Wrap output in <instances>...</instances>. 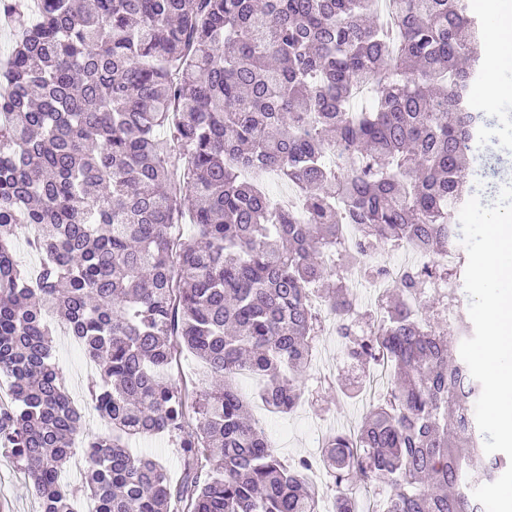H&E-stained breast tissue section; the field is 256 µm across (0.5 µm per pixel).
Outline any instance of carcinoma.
<instances>
[{"instance_id": "cac0c4a2", "label": "carcinoma", "mask_w": 512, "mask_h": 512, "mask_svg": "<svg viewBox=\"0 0 512 512\" xmlns=\"http://www.w3.org/2000/svg\"><path fill=\"white\" fill-rule=\"evenodd\" d=\"M389 11L388 27L374 0H0L16 33L0 70V447L43 512H73L63 474L82 422L51 313L98 364L93 408L112 425L83 442L95 512H320L321 467L334 512H358L354 478L391 488L382 512H483L473 489L505 461L485 453L481 385L450 351L448 330L460 342L472 326L443 325L462 264L441 257L461 207L495 198L483 147L502 126L468 108L483 73L468 0ZM257 167L302 214L242 176ZM186 216L195 233L172 239ZM20 227L34 278L13 257ZM385 245L423 261L368 262ZM354 269L392 279L398 300L359 313ZM329 314L349 364L386 367L390 387L358 431L287 466L236 376L292 411ZM182 349L210 374L193 399L171 377ZM192 417L180 482L128 450Z\"/></svg>"}]
</instances>
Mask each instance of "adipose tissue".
Instances as JSON below:
<instances>
[{"label": "adipose tissue", "mask_w": 512, "mask_h": 512, "mask_svg": "<svg viewBox=\"0 0 512 512\" xmlns=\"http://www.w3.org/2000/svg\"><path fill=\"white\" fill-rule=\"evenodd\" d=\"M479 6L491 21L490 60L479 100L484 108L491 109L502 97L512 96V86L499 79L501 70L512 65V0H479Z\"/></svg>", "instance_id": "ef3b65f1"}]
</instances>
